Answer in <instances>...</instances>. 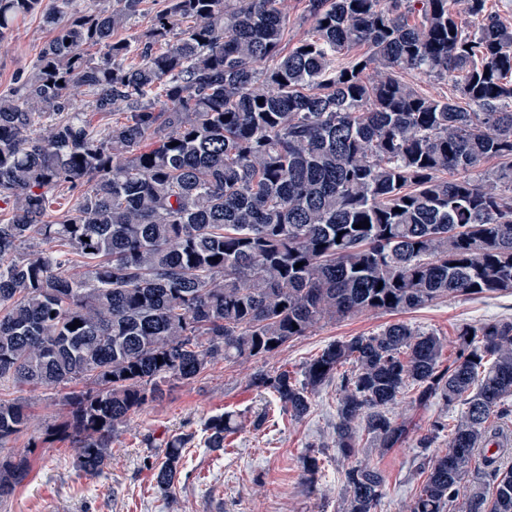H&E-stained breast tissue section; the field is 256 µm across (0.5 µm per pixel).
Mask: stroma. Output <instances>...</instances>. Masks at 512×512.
<instances>
[{"mask_svg": "<svg viewBox=\"0 0 512 512\" xmlns=\"http://www.w3.org/2000/svg\"><path fill=\"white\" fill-rule=\"evenodd\" d=\"M49 38L39 15L19 19L0 44V93L13 91L28 77ZM495 318H512V294L452 295L400 314L325 320L268 357L214 363L193 380L173 382L163 401L133 414L112 440L110 463L96 475L76 471L68 439L44 435L65 413L62 391L2 386L0 398L29 405L31 424L0 448L1 458L25 455L30 462L26 481L0 502V512H340L348 462L334 447L337 385L320 389L310 414L297 421L281 416L275 395L253 387L252 376L285 370L301 377L305 365L328 344L370 335L398 321L441 337V362L447 365L457 355L461 326ZM224 412L236 414L240 429L227 437L224 451L215 452L206 446L204 422ZM393 412L408 426L405 441L383 454L365 441L357 454L385 476L377 512H407L424 479L417 440L433 420L448 415L441 404L421 406L409 394ZM261 413L268 420L254 427ZM187 433L194 440L184 453L181 480L171 495H164L156 489L146 461L161 455L163 440ZM311 455L318 457L320 469L310 481L304 471Z\"/></svg>", "mask_w": 512, "mask_h": 512, "instance_id": "35a3bbf8", "label": "stroma"}]
</instances>
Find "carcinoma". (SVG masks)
<instances>
[{
    "instance_id": "obj_1",
    "label": "carcinoma",
    "mask_w": 512,
    "mask_h": 512,
    "mask_svg": "<svg viewBox=\"0 0 512 512\" xmlns=\"http://www.w3.org/2000/svg\"><path fill=\"white\" fill-rule=\"evenodd\" d=\"M106 2L81 13L73 0H0V43L32 13L53 32L20 89L0 95V382L92 381L67 396L77 471L101 472L131 414L215 362L266 357L325 319L512 293V27L486 0H468L470 30L448 0H306L314 32L287 53L281 0H169L135 41L112 35L140 0ZM405 70L460 77L468 108L418 93ZM78 87L125 121L90 129L69 108ZM488 159L499 166L475 173ZM62 184L84 191L48 224ZM56 242L91 274L71 273ZM458 336L443 369L442 338L393 323L330 343L300 381L259 371L252 385L302 420L351 364L334 439L346 459L364 438L383 453L403 443L391 408L411 385L420 405L459 406L453 425L437 418L418 439L427 449L451 429L448 449L422 454L409 512H512L507 435L489 426L512 415V320ZM29 420L0 399V447ZM204 430L220 451L235 415ZM191 440L166 439L151 464L162 493ZM28 472L0 465V501ZM383 487L377 466L355 463L342 512H377Z\"/></svg>"
}]
</instances>
